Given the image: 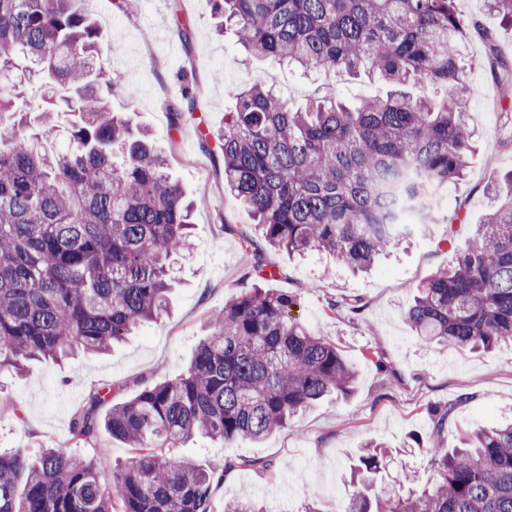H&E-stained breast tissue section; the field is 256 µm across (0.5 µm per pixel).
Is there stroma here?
<instances>
[{
  "instance_id": "stroma-1",
  "label": "stroma",
  "mask_w": 512,
  "mask_h": 512,
  "mask_svg": "<svg viewBox=\"0 0 512 512\" xmlns=\"http://www.w3.org/2000/svg\"><path fill=\"white\" fill-rule=\"evenodd\" d=\"M78 7L96 23L105 61L121 62L138 89L132 101L124 90H113V112L132 130L150 134L195 201L193 249L177 259L167 311L136 335L103 355L36 360L22 373L0 374V389L11 399L0 408V448L72 447L70 420L90 392L103 391L112 405L177 377L208 334L209 318L244 288L243 277L260 253L279 270L270 288L297 295L292 317L334 342L354 366V392L323 400L256 443L224 447L198 437L178 449V456L200 465L239 461L214 491L215 512H224L225 500L234 496L250 498L261 512H305L311 503L330 512L346 499L351 463L371 442L390 449L389 467L410 469L424 485L432 477L424 444L435 410L451 411L450 444L460 431L512 421V347L471 351L426 343L407 321L415 288L452 264L457 246L496 206L494 188L512 174V121L498 110L481 41L466 43L473 63L466 120L474 148L464 177L438 190L433 222L423 232L400 239L370 272L355 273L324 253L299 258L267 249L251 212L224 188L216 136L234 90L272 80L302 106L316 97L314 83L274 59L250 56L232 35H217L211 0H130L119 14L112 0H78ZM456 9L463 18L479 19L499 54L512 62V23L489 10L486 0H456ZM185 23L191 26L186 40L177 33ZM184 84L198 94L192 116L175 132L166 106ZM246 233L254 246L244 244ZM354 298L362 301L360 312L341 308V300ZM415 435L422 446H410ZM81 451L108 486L130 456L126 444L104 432Z\"/></svg>"
}]
</instances>
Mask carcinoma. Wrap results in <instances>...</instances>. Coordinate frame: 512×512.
<instances>
[{
  "label": "carcinoma",
  "instance_id": "1",
  "mask_svg": "<svg viewBox=\"0 0 512 512\" xmlns=\"http://www.w3.org/2000/svg\"><path fill=\"white\" fill-rule=\"evenodd\" d=\"M218 31L256 57L330 77L375 71L389 93L334 96L294 110L264 82L236 95L218 136L224 183L266 245L326 252L366 268L428 218L437 189L465 174L473 149L461 45L490 39L455 0H212ZM36 119L18 106L32 80ZM444 88L414 98L410 81ZM134 91L102 61L94 23L74 0H0V372L31 360L103 354L165 311L172 260L191 250L192 205L143 133L112 113V90ZM170 126L186 120L167 105ZM68 112L65 141L55 114ZM275 267L257 255L253 281L210 322L185 371L106 411L88 395L72 418L77 442L105 430L132 455L104 487L75 450L0 452V512H212L213 489L238 463L198 466L172 456L195 435L259 441L323 398L353 391L335 344L290 316L292 294L264 289ZM428 343L512 344V191L455 263L418 288L407 312ZM450 410L435 415L422 489L402 468L375 490L387 451L370 443L351 466L344 512H512V424L445 447Z\"/></svg>",
  "mask_w": 512,
  "mask_h": 512
}]
</instances>
